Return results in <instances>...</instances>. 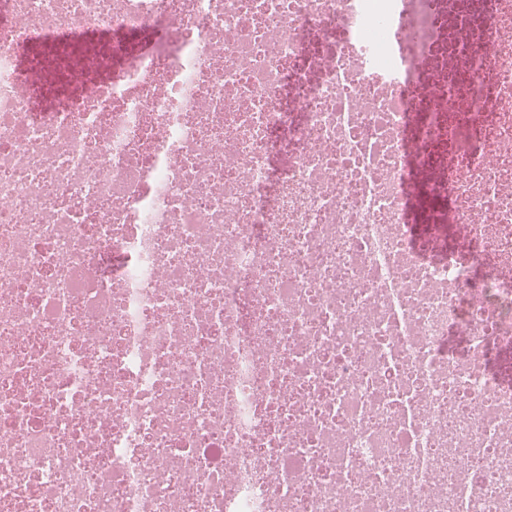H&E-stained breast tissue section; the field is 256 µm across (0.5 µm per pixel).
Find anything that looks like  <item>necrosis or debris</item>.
<instances>
[{
    "mask_svg": "<svg viewBox=\"0 0 512 512\" xmlns=\"http://www.w3.org/2000/svg\"><path fill=\"white\" fill-rule=\"evenodd\" d=\"M0 512H512V0H0Z\"/></svg>",
    "mask_w": 512,
    "mask_h": 512,
    "instance_id": "necrosis-or-debris-1",
    "label": "necrosis or debris"
}]
</instances>
